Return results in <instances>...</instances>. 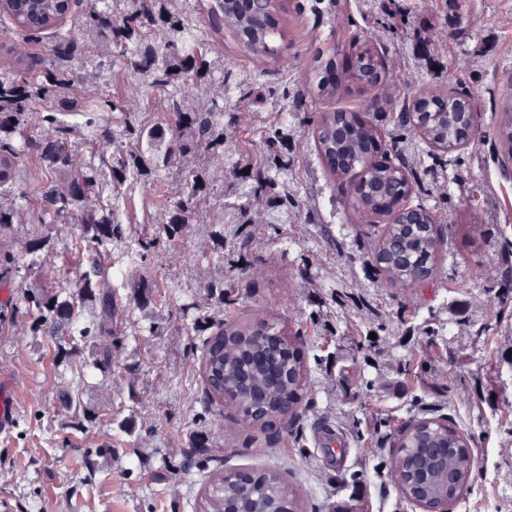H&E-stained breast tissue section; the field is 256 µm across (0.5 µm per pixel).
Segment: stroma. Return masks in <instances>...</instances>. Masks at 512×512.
<instances>
[{
	"instance_id": "1",
	"label": "stroma",
	"mask_w": 512,
	"mask_h": 512,
	"mask_svg": "<svg viewBox=\"0 0 512 512\" xmlns=\"http://www.w3.org/2000/svg\"><path fill=\"white\" fill-rule=\"evenodd\" d=\"M309 3L282 0L276 23L285 36L277 56L249 53L229 31L220 49L228 62L259 76L252 98L238 105L239 144L254 155L266 149L255 115L266 111L270 93H304L294 148L302 200L331 224L338 246L325 243L310 224L277 231L252 225L243 253L257 285L240 288L239 304L221 308L206 295L207 282L222 272L210 259L207 227L190 225L142 269L115 280L125 297L141 284L153 285L154 303L118 314L112 369L103 374L91 367L89 342H80L75 364L61 362L55 337L33 331L15 308L20 291L70 287L85 271L74 227L37 223L31 212L25 223L1 232L0 242L14 252L36 234L46 245L32 269L0 283V375L16 379L14 428L0 437V512H204L205 485L227 467L280 469L298 487L305 512H333L352 495L365 512H416L384 466L394 424L414 415L448 418L477 459L472 487L454 512H512V436L499 424L501 415L512 416V368L505 365L500 383L482 389V354L467 328L475 320L495 325L490 351L512 359V278L502 260L503 252L512 253V179L501 173L511 159L496 135L504 108L512 105V0H340L329 22L315 18ZM353 38L392 67L395 79L383 93L360 89L343 63L320 70V61ZM321 76L334 84V98L319 100ZM425 88L471 94L481 122L465 147L448 154L420 150L408 170L412 200L436 214L441 242L432 287L403 288L374 261L386 225L357 210L350 188L318 155L312 132L327 113H354L379 135L374 160L400 164L405 145L418 137L394 116ZM304 258L316 287L297 274ZM334 289L370 303L347 324L375 335L384 350L376 361L382 381L372 391L359 387L358 353L350 343L313 332L309 316L332 309ZM188 302L193 308L186 314ZM434 314L446 323L439 356L416 382L397 369L424 349L421 328ZM379 315L391 321L390 333L378 332ZM273 316L301 335L308 380L297 419L276 426L280 440L271 446L235 410L206 406L201 362L208 330L219 321L253 324ZM156 323L161 331L150 332ZM66 393L95 411L85 430L72 428ZM325 422L346 448L340 460L321 453ZM199 434L207 446L196 466L185 468ZM90 448L104 451L93 471L85 465ZM353 473L355 486L348 481Z\"/></svg>"
}]
</instances>
